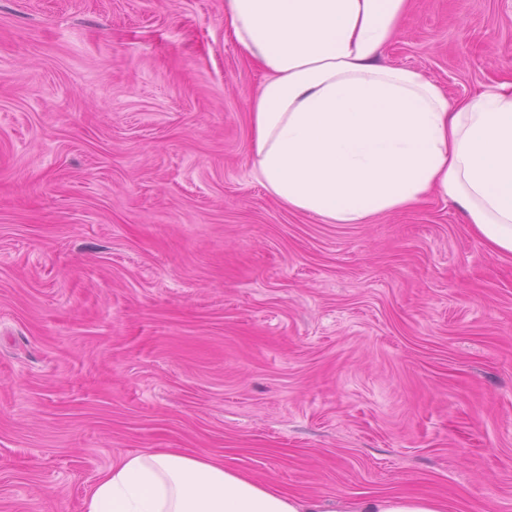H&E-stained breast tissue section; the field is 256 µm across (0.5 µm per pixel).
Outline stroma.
I'll use <instances>...</instances> for the list:
<instances>
[{
    "mask_svg": "<svg viewBox=\"0 0 512 512\" xmlns=\"http://www.w3.org/2000/svg\"><path fill=\"white\" fill-rule=\"evenodd\" d=\"M383 63L512 81V0H411ZM224 0H0V512L120 455L512 512V256L439 196L333 224L255 178Z\"/></svg>",
    "mask_w": 512,
    "mask_h": 512,
    "instance_id": "obj_1",
    "label": "stroma"
}]
</instances>
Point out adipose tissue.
<instances>
[{
	"label": "adipose tissue",
	"instance_id": "ef3b65f1",
	"mask_svg": "<svg viewBox=\"0 0 512 512\" xmlns=\"http://www.w3.org/2000/svg\"><path fill=\"white\" fill-rule=\"evenodd\" d=\"M409 0H224L264 72L249 102L253 171L289 209L336 224L438 193L489 249L512 254V83L449 104L416 70L379 59ZM83 512H448L430 495L366 493L344 507L284 492L180 450L121 455Z\"/></svg>",
	"mask_w": 512,
	"mask_h": 512
}]
</instances>
